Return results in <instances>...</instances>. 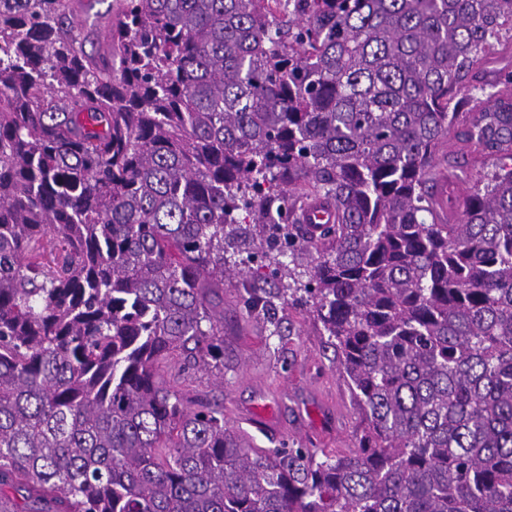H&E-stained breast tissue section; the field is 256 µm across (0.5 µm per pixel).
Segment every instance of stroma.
Returning a JSON list of instances; mask_svg holds the SVG:
<instances>
[{
	"mask_svg": "<svg viewBox=\"0 0 512 512\" xmlns=\"http://www.w3.org/2000/svg\"><path fill=\"white\" fill-rule=\"evenodd\" d=\"M120 0H76V31L87 49L103 45ZM237 283L224 285V374L191 371L183 390L224 405V417L264 448L287 446L348 452L358 444L361 417L309 315L286 307L285 339L258 335L242 316ZM267 419L256 428L254 416Z\"/></svg>",
	"mask_w": 512,
	"mask_h": 512,
	"instance_id": "1",
	"label": "stroma"
}]
</instances>
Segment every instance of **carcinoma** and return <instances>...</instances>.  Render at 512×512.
Segmentation results:
<instances>
[{"label": "carcinoma", "instance_id": "cac0c4a2", "mask_svg": "<svg viewBox=\"0 0 512 512\" xmlns=\"http://www.w3.org/2000/svg\"><path fill=\"white\" fill-rule=\"evenodd\" d=\"M72 4L0 0V512H512V0H123L97 55ZM451 133L497 158L453 217ZM236 278L309 313L356 450L177 387ZM499 51L494 52L490 55L488 62L485 64V68L483 70V80L486 86V94L494 93L498 89H503L505 87H493L495 86V72L501 68L510 67L512 61V41H511V49L509 44L504 45L503 47H498Z\"/></svg>", "mask_w": 512, "mask_h": 512}]
</instances>
